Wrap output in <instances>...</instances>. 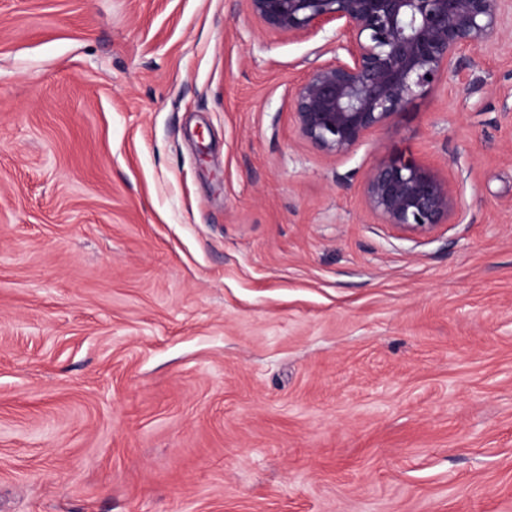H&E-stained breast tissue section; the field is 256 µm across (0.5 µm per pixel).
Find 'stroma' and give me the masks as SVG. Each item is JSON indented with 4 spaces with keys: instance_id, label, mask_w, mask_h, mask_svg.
Listing matches in <instances>:
<instances>
[{
    "instance_id": "stroma-1",
    "label": "stroma",
    "mask_w": 512,
    "mask_h": 512,
    "mask_svg": "<svg viewBox=\"0 0 512 512\" xmlns=\"http://www.w3.org/2000/svg\"><path fill=\"white\" fill-rule=\"evenodd\" d=\"M247 0H0V512H512V51L346 157ZM446 177L426 237L377 151ZM369 210L383 223L412 236H426L447 224L457 201L448 179L411 154L378 157L364 179Z\"/></svg>"
}]
</instances>
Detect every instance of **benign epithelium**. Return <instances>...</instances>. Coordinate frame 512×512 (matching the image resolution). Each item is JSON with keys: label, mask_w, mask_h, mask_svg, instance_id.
Masks as SVG:
<instances>
[{"label": "benign epithelium", "mask_w": 512, "mask_h": 512, "mask_svg": "<svg viewBox=\"0 0 512 512\" xmlns=\"http://www.w3.org/2000/svg\"><path fill=\"white\" fill-rule=\"evenodd\" d=\"M264 28L298 40L336 24L344 40L291 95L303 139L327 155H350L395 125L448 78H470L473 53L503 47L512 0H248ZM369 210L384 224L426 236L448 223L457 201L448 180L411 154L378 157L364 179Z\"/></svg>", "instance_id": "1"}]
</instances>
